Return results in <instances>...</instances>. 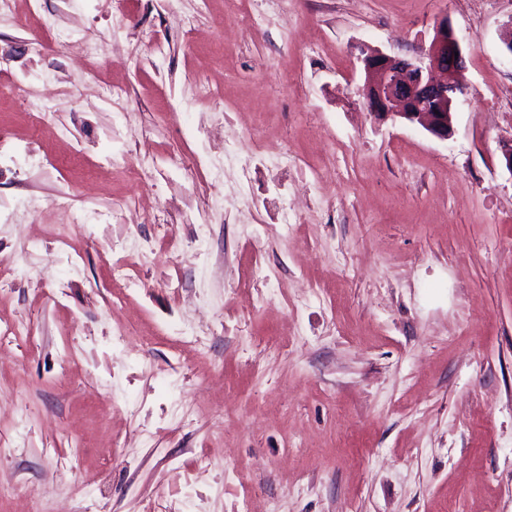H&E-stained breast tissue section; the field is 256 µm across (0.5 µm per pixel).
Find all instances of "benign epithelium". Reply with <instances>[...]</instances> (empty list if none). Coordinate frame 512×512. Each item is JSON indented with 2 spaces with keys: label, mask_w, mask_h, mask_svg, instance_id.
<instances>
[{
  "label": "benign epithelium",
  "mask_w": 512,
  "mask_h": 512,
  "mask_svg": "<svg viewBox=\"0 0 512 512\" xmlns=\"http://www.w3.org/2000/svg\"><path fill=\"white\" fill-rule=\"evenodd\" d=\"M360 53L369 113L379 120L418 123L441 140L453 135L451 109L462 93L457 76L464 56L448 17L437 22L423 59L388 56L368 45Z\"/></svg>",
  "instance_id": "obj_1"
}]
</instances>
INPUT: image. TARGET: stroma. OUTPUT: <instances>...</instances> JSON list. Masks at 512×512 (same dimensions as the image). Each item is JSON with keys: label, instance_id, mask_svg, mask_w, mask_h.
<instances>
[{"label": "stroma", "instance_id": "obj_1", "mask_svg": "<svg viewBox=\"0 0 512 512\" xmlns=\"http://www.w3.org/2000/svg\"><path fill=\"white\" fill-rule=\"evenodd\" d=\"M443 17L446 140L370 115L359 60ZM511 23L512 0L0 5V81L51 106L0 96V326L25 329L0 338V512H512Z\"/></svg>", "mask_w": 512, "mask_h": 512}]
</instances>
